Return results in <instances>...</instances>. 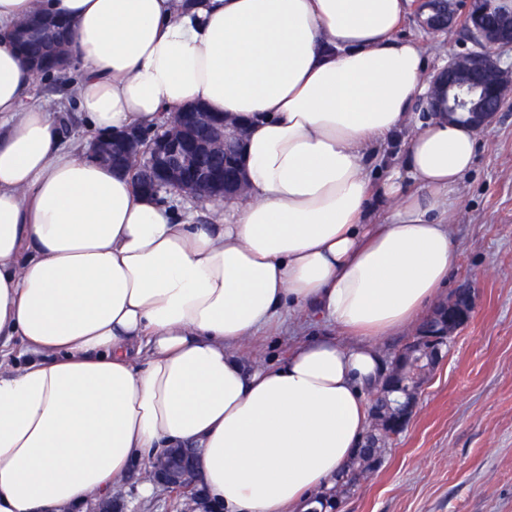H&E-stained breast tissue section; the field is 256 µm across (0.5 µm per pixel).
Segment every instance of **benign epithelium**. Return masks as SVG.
Masks as SVG:
<instances>
[{
    "label": "benign epithelium",
    "instance_id": "benign-epithelium-1",
    "mask_svg": "<svg viewBox=\"0 0 512 512\" xmlns=\"http://www.w3.org/2000/svg\"><path fill=\"white\" fill-rule=\"evenodd\" d=\"M463 15V27L477 45L466 54V65L456 56L439 68L433 81L448 90V106L433 104L435 112L452 117L469 113V122L476 130L487 128L494 117L512 105V61L503 59L512 50V11L490 12L484 0H467L462 7L458 0H448L447 11L441 15L435 0H418L415 20L425 32L434 33L440 26H449ZM177 127H190L193 134L182 139L168 132L163 125L153 133L132 128L115 136L90 141L88 153L109 154L108 163L116 169L128 167L137 157L149 174L145 180L136 178L141 189H174L181 198L202 202L206 196H239L246 189V174L238 156L242 152L246 131L203 107L174 113ZM221 144L224 166L213 164L212 152ZM448 314L445 327L434 333L416 332L409 338L406 354L439 349L469 322L477 303L472 290L464 289L446 302ZM148 477L164 490L181 494V512H224V504L210 497L202 487L198 464L184 448H170L154 460ZM94 512H122L121 494L115 493L95 500Z\"/></svg>",
    "mask_w": 512,
    "mask_h": 512
}]
</instances>
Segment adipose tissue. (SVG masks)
<instances>
[{"label": "adipose tissue", "mask_w": 512, "mask_h": 512, "mask_svg": "<svg viewBox=\"0 0 512 512\" xmlns=\"http://www.w3.org/2000/svg\"><path fill=\"white\" fill-rule=\"evenodd\" d=\"M37 8L72 25L91 129L151 128L197 102L247 127L248 185L216 222L62 145L9 39ZM411 9L0 0V512H74L135 456L185 445L224 512H308L333 485L369 426L379 341L425 318L458 261L448 216L477 146L465 123L411 121L448 100L398 34ZM405 129L403 164L374 182ZM306 313L325 335L246 363L255 336Z\"/></svg>", "instance_id": "adipose-tissue-1"}]
</instances>
